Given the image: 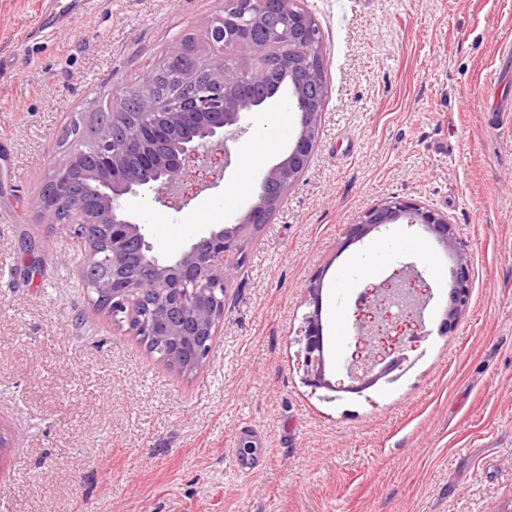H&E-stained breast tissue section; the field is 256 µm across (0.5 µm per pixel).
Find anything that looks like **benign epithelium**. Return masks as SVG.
Returning <instances> with one entry per match:
<instances>
[{
  "label": "benign epithelium",
  "instance_id": "1",
  "mask_svg": "<svg viewBox=\"0 0 512 512\" xmlns=\"http://www.w3.org/2000/svg\"><path fill=\"white\" fill-rule=\"evenodd\" d=\"M224 0L225 15L211 19L207 29L209 62L206 78L198 71L182 72L186 91L167 97L153 92L150 78L137 91L122 95L112 106V121L97 127L92 141L66 155L56 166L44 192L41 212L47 224L58 223L66 211L69 232L83 248L80 279L94 288L98 307L112 320H138L135 333L159 336L166 344L165 361L191 372L206 360L209 347L224 321L226 282L235 273V257L241 251V232L246 227L269 223L283 194L305 173L316 146L322 110L327 97V63L316 21L297 6V0ZM263 32L264 45L280 48L277 72L288 80V111L296 116V134L280 160L263 174L260 191L232 224L205 228L184 247L161 257L141 231L142 225L126 213L123 199L152 191L174 196L181 188L185 162L214 147L224 149V166L231 164L228 142L246 128L242 120L257 112H268L267 104L281 83L266 79L247 88L237 73L256 65L261 47L248 38ZM191 56L185 43L169 46L165 67H173ZM133 100L137 112H127ZM92 159L98 179V198L90 207L71 186V172ZM418 224L443 248L454 255L444 325L453 327L467 310L472 291V263L458 246L455 225L444 213L406 199L394 197L366 211L350 226L347 236L361 239L391 224ZM139 263L149 268L146 279L128 275ZM408 274L387 280V288H368L356 304L361 317L354 324L356 350L345 364L349 384H333L325 377V356L319 293L321 277L307 290L314 309L304 315L296 342L298 358L307 383L334 392L360 393L386 377L392 367L406 359L411 349L402 331L392 327L398 318L424 331L417 319L427 290L415 266Z\"/></svg>",
  "mask_w": 512,
  "mask_h": 512
}]
</instances>
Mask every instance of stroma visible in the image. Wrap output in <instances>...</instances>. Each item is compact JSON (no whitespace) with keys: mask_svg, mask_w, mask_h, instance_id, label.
Wrapping results in <instances>:
<instances>
[{"mask_svg":"<svg viewBox=\"0 0 512 512\" xmlns=\"http://www.w3.org/2000/svg\"><path fill=\"white\" fill-rule=\"evenodd\" d=\"M319 25L328 100L308 170L246 230L224 321L200 369L160 361L89 299L66 226L40 195L73 120L138 88L166 47L224 0H93L41 27L0 0V512H506L512 507V0H298ZM257 127L189 164L177 204L127 197L155 253L233 223ZM391 197L448 215L473 267L468 310L441 330L454 260L421 226L345 244ZM413 264L425 334L363 393L303 382L295 332L321 278L325 376L353 345L361 275ZM267 454L253 473L237 455Z\"/></svg>","mask_w":512,"mask_h":512,"instance_id":"35a3bbf8","label":"stroma"}]
</instances>
